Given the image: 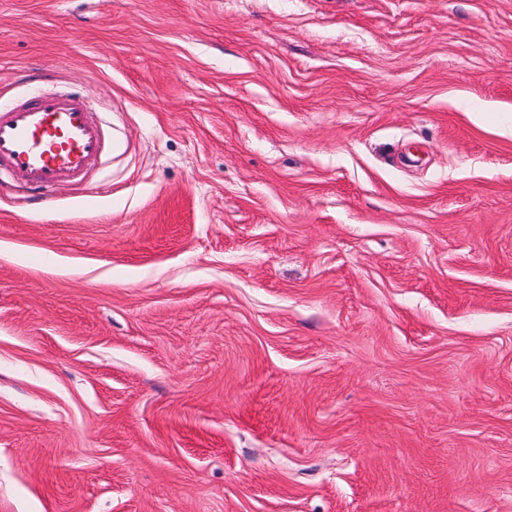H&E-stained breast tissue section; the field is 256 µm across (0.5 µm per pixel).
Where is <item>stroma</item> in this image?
<instances>
[{
  "label": "stroma",
  "mask_w": 512,
  "mask_h": 512,
  "mask_svg": "<svg viewBox=\"0 0 512 512\" xmlns=\"http://www.w3.org/2000/svg\"><path fill=\"white\" fill-rule=\"evenodd\" d=\"M30 67L105 154L0 186V512H512V0H0Z\"/></svg>",
  "instance_id": "stroma-1"
}]
</instances>
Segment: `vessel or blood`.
Returning a JSON list of instances; mask_svg holds the SVG:
<instances>
[{
  "label": "vessel or blood",
  "mask_w": 512,
  "mask_h": 512,
  "mask_svg": "<svg viewBox=\"0 0 512 512\" xmlns=\"http://www.w3.org/2000/svg\"><path fill=\"white\" fill-rule=\"evenodd\" d=\"M101 150L86 103L68 93L41 94L23 107L0 110V170L22 173L40 193L84 177Z\"/></svg>",
  "instance_id": "b4317fda"
}]
</instances>
